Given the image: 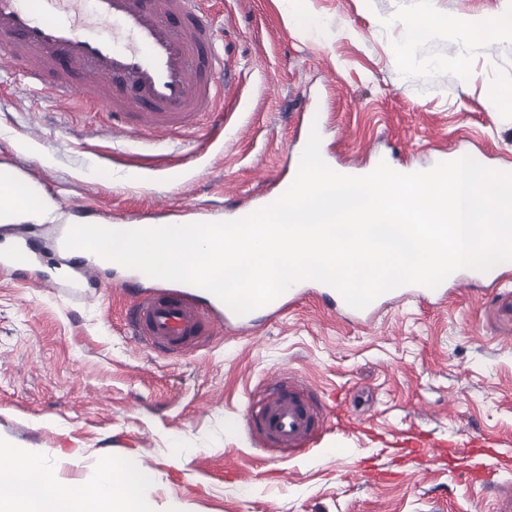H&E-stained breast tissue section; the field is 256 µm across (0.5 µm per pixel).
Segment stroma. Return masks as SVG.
I'll list each match as a JSON object with an SVG mask.
<instances>
[{"label": "stroma", "instance_id": "stroma-1", "mask_svg": "<svg viewBox=\"0 0 512 512\" xmlns=\"http://www.w3.org/2000/svg\"><path fill=\"white\" fill-rule=\"evenodd\" d=\"M209 2L224 112L192 135L112 137L101 114L72 112L0 61V163L59 206L55 223L29 228L39 247L78 215L151 221L190 208L214 221L257 203L291 177L303 112L335 165L388 155L429 168L465 149L512 169V39L482 34L512 0H307L308 30L287 28L275 0ZM462 16L476 22L462 46L406 28ZM129 301L0 270V446L40 454L58 488L83 489L101 458L121 455L152 471L157 512L174 500L185 512H490L485 488L448 464L396 473L385 443L410 426L438 441L496 440L498 478L512 483V268L492 284L460 277L440 307L387 302L367 326L331 313L315 289L272 323L175 357L125 335ZM284 372L345 398L367 433L333 427L296 452L265 447L242 416ZM369 462L390 478L371 482Z\"/></svg>", "mask_w": 512, "mask_h": 512}]
</instances>
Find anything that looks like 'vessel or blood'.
Instances as JSON below:
<instances>
[{
  "instance_id": "obj_1",
  "label": "vessel or blood",
  "mask_w": 512,
  "mask_h": 512,
  "mask_svg": "<svg viewBox=\"0 0 512 512\" xmlns=\"http://www.w3.org/2000/svg\"><path fill=\"white\" fill-rule=\"evenodd\" d=\"M201 0H0V54L19 63L27 77L46 85L68 105L106 116L113 132L142 134L197 130L203 116L224 100V52L217 46L212 21ZM182 16L180 26L167 22ZM70 70L54 75L58 58ZM38 250L29 239L0 251V266L31 275L39 285L53 286L55 267H36ZM81 284L97 282L105 264L95 257H71ZM122 287L133 289L127 331L142 347L179 355L200 337L242 334L259 319L281 317L303 296L291 288L268 305L239 315L208 291L169 282L156 287L150 277L127 270ZM445 302L448 291L405 285L378 297L361 310L342 296L334 303L344 314L367 322L387 298ZM334 406L307 397L295 375L280 378L243 419L273 448L303 447L329 423Z\"/></svg>"
}]
</instances>
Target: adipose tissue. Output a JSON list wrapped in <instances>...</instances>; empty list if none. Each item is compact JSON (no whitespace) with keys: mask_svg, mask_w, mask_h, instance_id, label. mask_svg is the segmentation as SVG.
Instances as JSON below:
<instances>
[{"mask_svg":"<svg viewBox=\"0 0 512 512\" xmlns=\"http://www.w3.org/2000/svg\"><path fill=\"white\" fill-rule=\"evenodd\" d=\"M58 205L45 191L32 187L17 168L0 165V224H44L57 218ZM152 473L120 457L101 460L80 500L45 494L54 480L42 456L10 454L0 466V512H156L145 494Z\"/></svg>","mask_w":512,"mask_h":512,"instance_id":"ef3b65f1","label":"adipose tissue"}]
</instances>
